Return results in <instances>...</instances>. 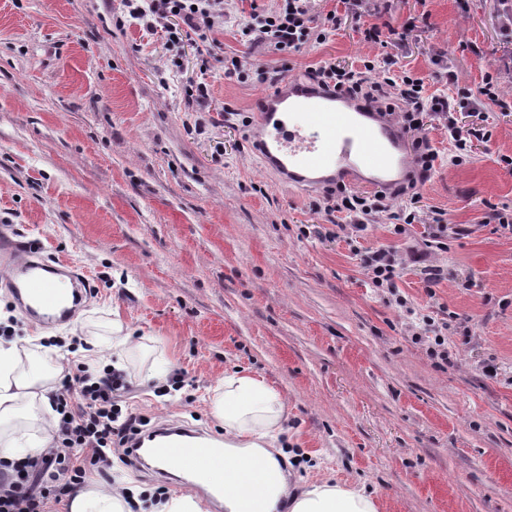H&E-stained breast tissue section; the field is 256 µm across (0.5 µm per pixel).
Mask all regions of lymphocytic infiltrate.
Listing matches in <instances>:
<instances>
[{
  "mask_svg": "<svg viewBox=\"0 0 512 512\" xmlns=\"http://www.w3.org/2000/svg\"><path fill=\"white\" fill-rule=\"evenodd\" d=\"M124 2L129 16L141 21L146 29L163 28L170 47L197 37L202 44L200 68L208 70L209 35L224 24V0ZM251 18V23L242 28V35L281 54L299 51L311 40H326L340 25V18L333 11L315 18L312 0H275L274 6L252 13ZM306 77L313 85L373 104L377 112L400 127L412 154L416 175L396 192L378 190L363 195L341 183L328 187L325 212L349 219L351 231L359 235L367 230L372 219L386 212L395 221L393 232L397 235L420 223L421 189L440 159L425 133L428 124H438L447 131L452 148L450 162L459 165L470 159L474 141L487 143L492 139L488 126H460L459 112L468 109L479 113L488 101L503 110L508 107L501 83L493 74H486L476 97L466 103L444 94H426L423 80L397 67L389 56L363 60L358 67L329 59L308 67ZM394 195L404 199L402 208L396 212L389 205ZM425 257V251L416 249L406 261L392 248L383 246L369 252L363 264L374 287L392 289L406 262H423ZM126 388L125 374L109 368L92 374L81 365L76 374L66 375L52 397L61 416L55 450L37 457L0 459V512H46L48 502L58 503L72 497L84 484L89 469L107 474L114 453L131 459L130 443L148 421L122 410L119 397Z\"/></svg>",
  "mask_w": 512,
  "mask_h": 512,
  "instance_id": "f902f5d3",
  "label": "lymphocytic infiltrate"
}]
</instances>
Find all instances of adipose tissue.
Here are the masks:
<instances>
[{"mask_svg":"<svg viewBox=\"0 0 512 512\" xmlns=\"http://www.w3.org/2000/svg\"><path fill=\"white\" fill-rule=\"evenodd\" d=\"M59 354V347H45L42 357L23 370L16 343L0 341V457L22 458L50 449L57 427L50 395L59 370L45 362ZM284 409L281 394L263 380L225 375L224 390L212 402V414L224 426V469L201 467L196 482L221 485L224 512H378L376 498L341 482L310 483L292 495L289 461L274 450ZM19 417L31 420L39 432L37 441L24 447L5 431ZM133 491L124 476L109 485L91 481L65 507L67 512H130L127 498Z\"/></svg>","mask_w":512,"mask_h":512,"instance_id":"1","label":"adipose tissue"}]
</instances>
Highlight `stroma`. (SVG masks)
I'll use <instances>...</instances> for the list:
<instances>
[{
    "instance_id": "stroma-1",
    "label": "stroma",
    "mask_w": 512,
    "mask_h": 512,
    "mask_svg": "<svg viewBox=\"0 0 512 512\" xmlns=\"http://www.w3.org/2000/svg\"><path fill=\"white\" fill-rule=\"evenodd\" d=\"M270 0H232L215 29L207 73L197 45L179 54L121 0H0V231L34 239L49 260L89 279L73 320L46 326L15 308L0 278L22 362L36 337L73 342L62 368L112 363L113 321L149 346L124 367V400L151 425H190L220 436L213 390L225 374L264 379L286 400L282 426L303 459L294 488L345 482L377 498L379 512H512V234L487 223L512 208V112L486 105L493 136L470 161L440 164L423 203L445 212L448 245L433 250L444 278L421 267L397 279L407 309L391 306L362 267L367 251L422 246L427 228L326 239L322 189L284 184L253 152L270 85L224 76V59L303 72L327 59L361 65L394 55L427 93H476L503 53L493 0H391L384 21L416 26L401 46L363 42L342 0L324 42L280 55L241 25ZM204 76L209 109L188 104ZM448 323L456 355L441 365L408 330V312ZM470 336H463V328ZM499 374H483L485 360ZM171 368L183 386L142 381Z\"/></svg>"
}]
</instances>
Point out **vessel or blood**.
I'll list each match as a JSON object with an SVG mask.
<instances>
[{"label":"vessel or blood","mask_w":512,"mask_h":512,"mask_svg":"<svg viewBox=\"0 0 512 512\" xmlns=\"http://www.w3.org/2000/svg\"><path fill=\"white\" fill-rule=\"evenodd\" d=\"M256 151L264 165L288 185L307 189L328 186L359 171L370 181L390 186L410 171L400 133L378 122L366 102L284 78L264 100L256 118ZM0 269L10 278L18 301L34 316L63 319L80 290L60 294L52 281L59 264L40 260L25 241L0 238ZM219 441L201 434L155 429L135 442L137 455L179 462L189 470L218 460Z\"/></svg>","instance_id":"1"}]
</instances>
